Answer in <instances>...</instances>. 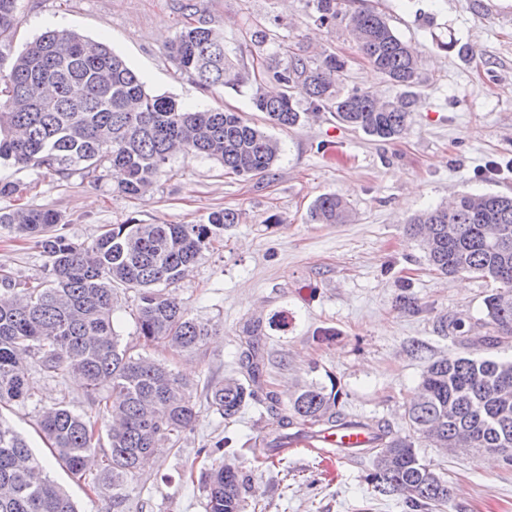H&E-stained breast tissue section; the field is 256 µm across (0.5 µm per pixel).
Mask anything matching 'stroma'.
<instances>
[{
	"label": "stroma",
	"instance_id": "stroma-1",
	"mask_svg": "<svg viewBox=\"0 0 512 512\" xmlns=\"http://www.w3.org/2000/svg\"><path fill=\"white\" fill-rule=\"evenodd\" d=\"M189 3L204 9L244 64L259 55L283 66L296 53L316 61L333 53L346 60L336 82L340 95L398 93L364 59L344 23L318 22L310 0H17L11 51L47 29L69 28L107 44L151 93L193 108L231 109L266 127L252 104L254 86L202 88L170 57L167 47ZM339 8L381 13L418 52V103L401 139L368 136L331 113L309 112L302 99L298 125L270 128L283 152L264 176L229 174L215 161L179 155L147 192L131 198L110 178L94 184L78 173L61 180L43 169L0 168V178L24 185L20 204L59 213L64 234L77 243L92 242L107 224H198L224 208L239 214L174 290L216 336L201 355L148 351L193 382L194 428L140 467L122 512H205L197 451L226 436L247 477L243 512H406L397 498H374L366 482L370 460H330L296 443L273 449L274 422L286 414L289 392L312 375L332 374L347 411L401 434L428 363L449 354L512 357V339L491 348L477 343L492 332L484 299L494 283L432 270L406 232L412 216L460 193L512 195V0H339ZM258 27L270 36L261 50L250 40ZM334 192L349 202L352 222L311 221L314 199ZM44 262L32 244L0 227V267L32 282L43 277ZM404 295L415 298L416 309L401 307ZM441 314L463 318L467 336L438 333ZM255 324L260 334L249 336ZM328 328L335 335L322 340ZM251 348L278 401L248 407L228 423L207 393L238 371L239 356ZM31 378L34 396L0 416L25 437L78 512H113L104 494L54 460L37 428L42 412L59 403L95 415L93 395L72 376L58 381L35 369ZM417 451L447 477L452 512H512V463L501 455L451 454L425 441Z\"/></svg>",
	"mask_w": 512,
	"mask_h": 512
}]
</instances>
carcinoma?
Wrapping results in <instances>:
<instances>
[{
	"mask_svg": "<svg viewBox=\"0 0 512 512\" xmlns=\"http://www.w3.org/2000/svg\"><path fill=\"white\" fill-rule=\"evenodd\" d=\"M17 0H0V48L16 30ZM323 25L346 20L364 58L401 92L392 99L370 90L336 92L345 61L331 53L315 63L294 55L282 69L250 70L230 56L224 34L205 16L189 15L169 46L179 69L205 88L239 87L267 77L281 91L256 90L255 109L279 127L301 121L297 96L312 110L369 136L385 140L409 129L418 79V54L380 14L360 10L340 16L336 0H309ZM0 165L45 168L62 179L75 173L98 183L119 169L118 190L145 193L176 155L204 157L237 175L267 174L282 153L280 141L238 112L185 107L147 91L144 82L107 45L68 29H48L0 70ZM319 224H344L348 201L318 196L310 207ZM232 209L214 211L203 224H110L91 243L76 244L61 233V215L18 206L0 208V227L32 242L47 258L46 276L20 283L0 270V408L33 395L24 356L37 357L51 378L81 377L98 395L99 412L110 419L108 448L98 453L97 421L58 404L45 410L39 429L52 457L92 488L124 501L128 479L140 458L162 440L178 442L197 417L191 383L140 352L120 346L113 324L117 290L137 294L136 330L145 345L199 352L215 331L190 316L170 291L224 231L238 223ZM428 264L443 275L471 274L497 284L485 300L494 335L512 338V196L463 193L455 204L428 210L410 221ZM462 319L441 315L436 330L461 334ZM243 377L211 387L207 400L226 420L236 418L262 390L258 360L248 356ZM343 391L332 375L313 378L288 397V416L278 420L276 441L286 443L327 429L365 428L372 456L367 479L380 496H397L408 512H451L448 483L423 463L415 446L424 438L436 448L490 452L512 448V359L451 354L430 363L405 410L408 432L356 419L343 409ZM221 440L201 448L204 460L224 463L205 472L207 512H242L245 476L228 459ZM44 466L24 438L0 420V512H77L69 495L42 476Z\"/></svg>",
	"mask_w": 512,
	"mask_h": 512,
	"instance_id": "cac0c4a2",
	"label": "carcinoma"
}]
</instances>
